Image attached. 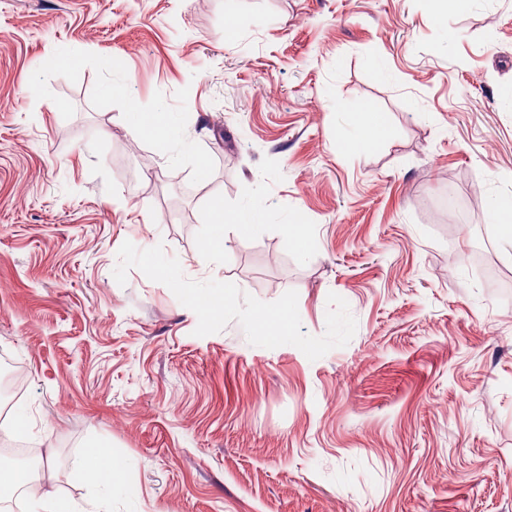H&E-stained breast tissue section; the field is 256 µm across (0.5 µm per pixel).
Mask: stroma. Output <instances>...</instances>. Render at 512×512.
<instances>
[{"label": "stroma", "mask_w": 512, "mask_h": 512, "mask_svg": "<svg viewBox=\"0 0 512 512\" xmlns=\"http://www.w3.org/2000/svg\"><path fill=\"white\" fill-rule=\"evenodd\" d=\"M224 2L0 0V348L46 493L74 512H512V294L469 261L480 243L512 285L487 214L512 194V0L443 22L429 0ZM64 53L81 59L49 68ZM360 106L390 132L355 153ZM216 200L264 214L218 257ZM205 291L227 296L208 318L189 309ZM287 304L270 345L252 317ZM101 442L121 484L78 472Z\"/></svg>", "instance_id": "35a3bbf8"}]
</instances>
